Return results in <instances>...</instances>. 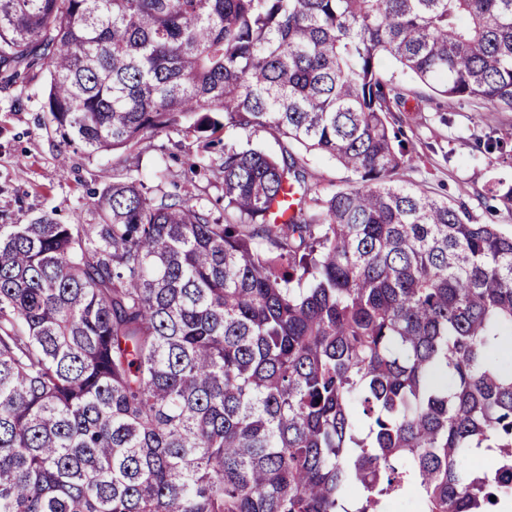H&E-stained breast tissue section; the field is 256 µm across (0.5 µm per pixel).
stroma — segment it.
<instances>
[{
  "label": "stroma",
  "instance_id": "35a3bbf8",
  "mask_svg": "<svg viewBox=\"0 0 512 512\" xmlns=\"http://www.w3.org/2000/svg\"><path fill=\"white\" fill-rule=\"evenodd\" d=\"M382 66L411 90L407 111L398 115L412 150L400 182L464 202L476 222L512 231V210L494 200L496 191L512 187V159L486 149L488 139L512 133V112L477 102L449 106L392 60ZM46 80L38 64L12 86L0 85V224H27L44 213L62 224L97 223L90 189L128 175L169 190L185 186L181 159L197 149L196 132L149 137L129 154L88 155L48 127Z\"/></svg>",
  "mask_w": 512,
  "mask_h": 512
}]
</instances>
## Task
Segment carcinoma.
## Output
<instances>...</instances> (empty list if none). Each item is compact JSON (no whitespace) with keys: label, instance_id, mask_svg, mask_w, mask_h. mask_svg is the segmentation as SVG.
Instances as JSON below:
<instances>
[{"label":"carcinoma","instance_id":"obj_1","mask_svg":"<svg viewBox=\"0 0 512 512\" xmlns=\"http://www.w3.org/2000/svg\"><path fill=\"white\" fill-rule=\"evenodd\" d=\"M384 57L512 112V0H0L66 142L210 132L180 193L0 224V512H512V232L399 183ZM307 159L309 171L324 184L332 183L338 187L349 179V174L334 160L315 153L307 154Z\"/></svg>","mask_w":512,"mask_h":512}]
</instances>
